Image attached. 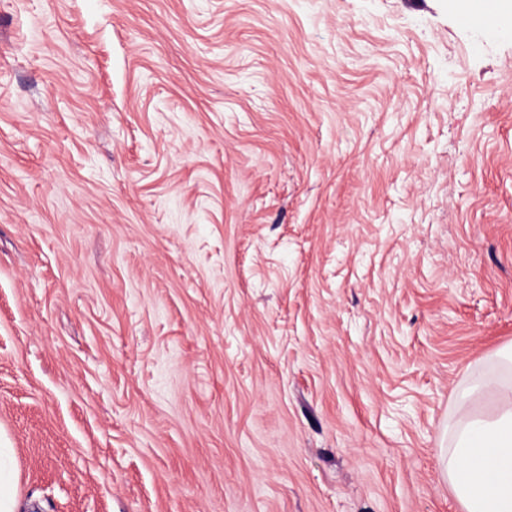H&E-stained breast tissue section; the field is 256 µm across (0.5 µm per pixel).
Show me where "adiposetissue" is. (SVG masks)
<instances>
[{"instance_id": "1", "label": "adipose tissue", "mask_w": 512, "mask_h": 512, "mask_svg": "<svg viewBox=\"0 0 512 512\" xmlns=\"http://www.w3.org/2000/svg\"><path fill=\"white\" fill-rule=\"evenodd\" d=\"M438 463L463 512H512V373L479 374L457 396Z\"/></svg>"}]
</instances>
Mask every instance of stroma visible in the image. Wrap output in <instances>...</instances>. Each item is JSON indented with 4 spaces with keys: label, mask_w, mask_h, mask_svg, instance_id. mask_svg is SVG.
Listing matches in <instances>:
<instances>
[{
    "label": "stroma",
    "mask_w": 512,
    "mask_h": 512,
    "mask_svg": "<svg viewBox=\"0 0 512 512\" xmlns=\"http://www.w3.org/2000/svg\"><path fill=\"white\" fill-rule=\"evenodd\" d=\"M512 345V32L448 0H0L16 512H463ZM499 356L508 376L483 372L461 389L438 456L464 512H512V345ZM486 397L496 401L491 410L466 408Z\"/></svg>",
    "instance_id": "1"
}]
</instances>
